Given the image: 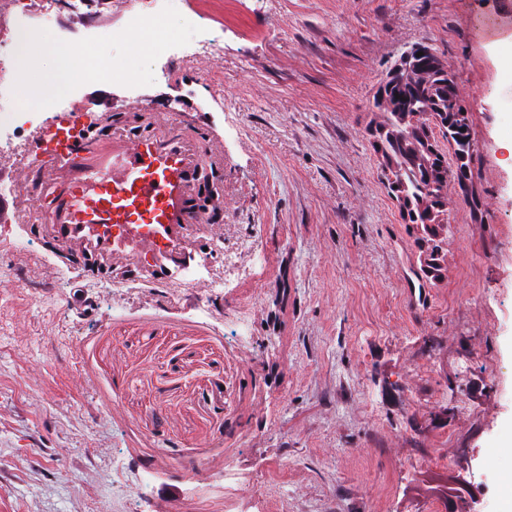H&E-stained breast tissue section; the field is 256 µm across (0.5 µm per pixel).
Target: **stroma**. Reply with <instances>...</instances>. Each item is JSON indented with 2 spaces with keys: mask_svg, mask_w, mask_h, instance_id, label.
<instances>
[{
  "mask_svg": "<svg viewBox=\"0 0 512 512\" xmlns=\"http://www.w3.org/2000/svg\"><path fill=\"white\" fill-rule=\"evenodd\" d=\"M99 49L77 96L95 134L151 131L221 176L222 212L166 269L68 262L40 169L13 164L25 219L0 224V512H497L512 470V84L496 0H182L172 39L204 65L126 79L155 41ZM448 61L470 113L472 194L454 192L448 271L421 279L372 147L373 95L411 45ZM183 120L170 127V116ZM223 280L220 292L209 281ZM181 493V488L177 484H165L159 486L153 495L154 512H170L171 506L176 502Z\"/></svg>",
  "mask_w": 512,
  "mask_h": 512,
  "instance_id": "obj_1",
  "label": "stroma"
}]
</instances>
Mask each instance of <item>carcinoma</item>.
Here are the masks:
<instances>
[{"instance_id": "carcinoma-1", "label": "carcinoma", "mask_w": 512, "mask_h": 512, "mask_svg": "<svg viewBox=\"0 0 512 512\" xmlns=\"http://www.w3.org/2000/svg\"><path fill=\"white\" fill-rule=\"evenodd\" d=\"M456 82L448 62L436 49L400 63L399 73L382 86L387 107L377 113L376 149L387 161L385 175L390 193L404 200L407 218L423 231L422 261L429 277L439 281L447 271L448 238L439 224L448 204V157L438 136L455 144L457 168L469 167L472 152L470 128L452 120ZM429 114L432 120L418 132L407 129L402 113Z\"/></svg>"}]
</instances>
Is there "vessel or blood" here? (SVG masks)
<instances>
[{
  "label": "vessel or blood",
  "mask_w": 512,
  "mask_h": 512,
  "mask_svg": "<svg viewBox=\"0 0 512 512\" xmlns=\"http://www.w3.org/2000/svg\"><path fill=\"white\" fill-rule=\"evenodd\" d=\"M86 129L85 113L62 110L27 147L41 163L43 190L56 193L52 223L64 236L116 252L149 250L159 261L179 253L187 225L206 221L190 204L196 154L174 137L100 139ZM180 493L179 485L159 486L153 512H170Z\"/></svg>",
  "instance_id": "1"
}]
</instances>
